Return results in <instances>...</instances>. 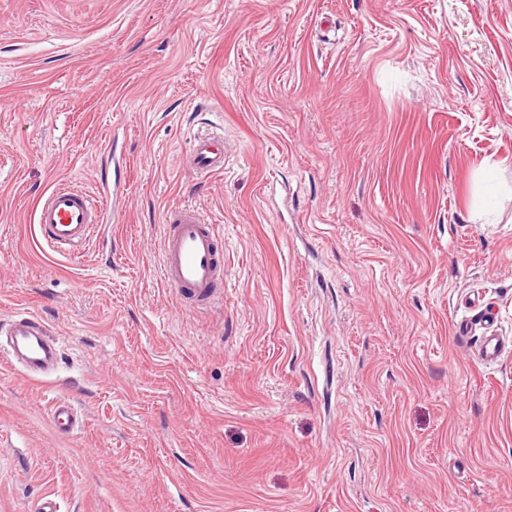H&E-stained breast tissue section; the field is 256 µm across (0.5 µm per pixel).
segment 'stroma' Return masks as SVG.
<instances>
[{
	"instance_id": "35a3bbf8",
	"label": "stroma",
	"mask_w": 512,
	"mask_h": 512,
	"mask_svg": "<svg viewBox=\"0 0 512 512\" xmlns=\"http://www.w3.org/2000/svg\"><path fill=\"white\" fill-rule=\"evenodd\" d=\"M223 132V172L186 163ZM118 201L79 254L34 213ZM224 239V299L160 270ZM0 512H512V0H0ZM78 427L56 429V400ZM161 271L184 298L203 304L224 298L220 237L214 224L190 206L169 209L163 218ZM0 354L35 382L54 376L60 359L58 341L45 322L35 315H20L0 327ZM512 349V342L506 341L502 336L493 333H486L477 338L474 343L473 354L476 359L483 362H495L506 352Z\"/></svg>"
}]
</instances>
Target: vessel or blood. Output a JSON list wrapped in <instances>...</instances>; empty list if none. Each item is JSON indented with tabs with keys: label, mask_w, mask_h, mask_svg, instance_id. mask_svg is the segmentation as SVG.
<instances>
[{
	"label": "vessel or blood",
	"mask_w": 512,
	"mask_h": 512,
	"mask_svg": "<svg viewBox=\"0 0 512 512\" xmlns=\"http://www.w3.org/2000/svg\"><path fill=\"white\" fill-rule=\"evenodd\" d=\"M224 140L217 136L195 138L187 158L196 172L223 171ZM105 208L101 200L69 187L45 194L35 210L42 239L53 250L70 254L99 223ZM161 243V271L167 283L184 298L203 304L224 297L220 237L214 225L190 206L167 210ZM511 344L493 333L478 337L473 354L483 362L499 360ZM0 357L6 358L31 380L54 376L60 359L58 341L45 322L34 315H20L0 327Z\"/></svg>",
	"instance_id": "b4317fda"
}]
</instances>
